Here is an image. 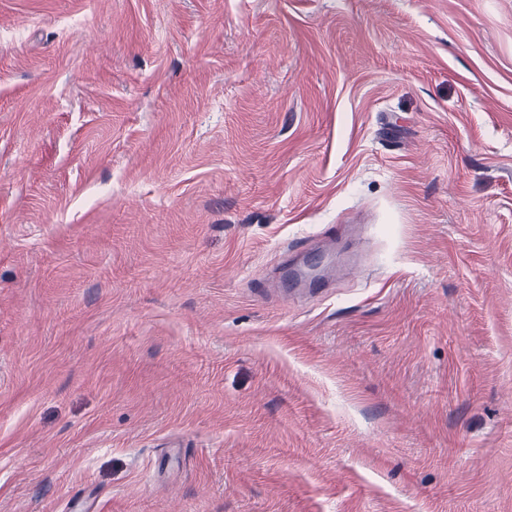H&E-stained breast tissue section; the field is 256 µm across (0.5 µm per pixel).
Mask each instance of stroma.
<instances>
[{
  "instance_id": "stroma-1",
  "label": "stroma",
  "mask_w": 512,
  "mask_h": 512,
  "mask_svg": "<svg viewBox=\"0 0 512 512\" xmlns=\"http://www.w3.org/2000/svg\"><path fill=\"white\" fill-rule=\"evenodd\" d=\"M79 490L512 512V0H0V512Z\"/></svg>"
}]
</instances>
